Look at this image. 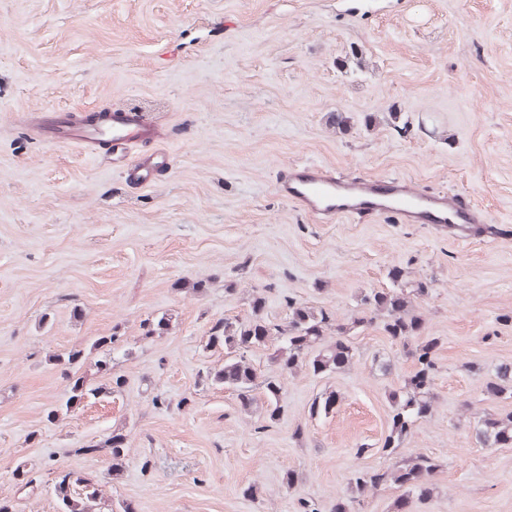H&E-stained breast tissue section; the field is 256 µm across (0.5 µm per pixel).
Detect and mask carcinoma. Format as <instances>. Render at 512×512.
I'll use <instances>...</instances> for the list:
<instances>
[{
    "label": "carcinoma",
    "instance_id": "1",
    "mask_svg": "<svg viewBox=\"0 0 512 512\" xmlns=\"http://www.w3.org/2000/svg\"><path fill=\"white\" fill-rule=\"evenodd\" d=\"M265 303V297L255 296L251 301V317L224 318L215 323L206 347L223 348L224 365L207 371L203 381L237 391H252L258 373L245 353L253 347L272 346L270 359L277 365V370L265 376L263 384L268 397L267 416L274 420L281 411L280 400L287 376L303 368L315 375L343 369L351 365L355 353L347 336L348 329L334 324L325 311L317 312L307 306L290 304L288 322L282 325L267 321L261 315ZM364 304L372 311L384 313L387 320L383 329L394 341L404 343L421 330V319L403 295L380 291L364 297ZM333 327L336 328L335 339L317 354H312L315 345L323 341L325 332ZM437 345L436 337H429L417 345L412 352L416 371L402 387L390 393L391 428L384 447L402 443L411 426L431 414ZM67 380V409L100 393V389L87 386L81 377L69 376ZM486 392L492 396L506 393L512 397V366L499 367L496 381L486 385ZM474 432L477 441L485 448L512 445V414L485 415L477 421ZM436 468L437 464L431 458L421 454L410 455L402 458L391 470L360 469L354 474L351 484L362 495L389 481L406 488L409 495L425 498L432 493L430 476ZM56 491L63 512H96L99 488L90 480L68 472L58 482Z\"/></svg>",
    "mask_w": 512,
    "mask_h": 512
}]
</instances>
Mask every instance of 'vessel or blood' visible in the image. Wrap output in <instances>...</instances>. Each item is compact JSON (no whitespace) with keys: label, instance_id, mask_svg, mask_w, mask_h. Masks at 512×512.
Masks as SVG:
<instances>
[{"label":"vessel or blood","instance_id":"1","mask_svg":"<svg viewBox=\"0 0 512 512\" xmlns=\"http://www.w3.org/2000/svg\"><path fill=\"white\" fill-rule=\"evenodd\" d=\"M31 128L44 141L62 145L95 146L106 142L123 147L139 141L161 139L159 127L138 115L115 111L105 118L70 120L66 112L46 110L32 116ZM166 151L139 159L128 169L129 183L145 185L165 171ZM280 197L301 212L325 222L354 214H389L402 224L454 226L472 230L486 223L485 214L464 195L415 190L396 178L349 179L316 164L303 163L283 171L276 181Z\"/></svg>","mask_w":512,"mask_h":512}]
</instances>
